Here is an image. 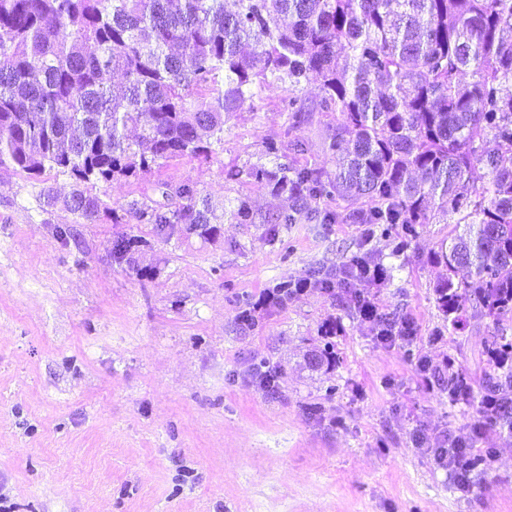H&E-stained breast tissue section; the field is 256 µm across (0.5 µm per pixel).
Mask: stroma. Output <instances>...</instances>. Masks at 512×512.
I'll return each mask as SVG.
<instances>
[{
	"instance_id": "stroma-1",
	"label": "stroma",
	"mask_w": 512,
	"mask_h": 512,
	"mask_svg": "<svg viewBox=\"0 0 512 512\" xmlns=\"http://www.w3.org/2000/svg\"><path fill=\"white\" fill-rule=\"evenodd\" d=\"M289 83L256 90L212 140L210 158L162 161L92 189L106 212L65 206L66 174L0 169V497L10 512H512V433L463 492L415 444L418 433H466L476 405L448 400L449 368L480 389L493 367L485 340L512 339V315L471 319L449 335L435 302L445 275L430 255L452 227L427 224L392 266L380 310L413 321L382 344L370 324L317 286L287 303L281 286L358 249L360 224L232 223L245 196L260 214L281 204L240 177L265 146L304 141L323 163L327 119L317 81L297 90L309 123L292 126ZM192 183L217 220L194 234L140 224L133 202L174 207L164 185ZM66 227L58 236L57 227ZM140 236L133 259L112 243ZM254 304L252 323L240 313ZM336 361L311 362L327 322ZM273 371L260 388L253 365Z\"/></svg>"
}]
</instances>
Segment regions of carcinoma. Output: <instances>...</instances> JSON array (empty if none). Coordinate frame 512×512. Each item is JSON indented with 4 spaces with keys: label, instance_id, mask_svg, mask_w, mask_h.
I'll return each mask as SVG.
<instances>
[{
    "label": "carcinoma",
    "instance_id": "carcinoma-1",
    "mask_svg": "<svg viewBox=\"0 0 512 512\" xmlns=\"http://www.w3.org/2000/svg\"><path fill=\"white\" fill-rule=\"evenodd\" d=\"M119 71L114 89L105 75ZM322 81L319 110L336 113L322 152L335 166L312 164L309 144H292L279 162L254 164L247 178L283 196L288 207L262 217L280 229L364 224L357 252L319 266L314 284L361 313L375 301L358 289L391 279L366 245L392 241L405 253L417 228L438 218L464 225L440 243L432 262L448 274L434 286L451 330L468 318L512 314V0H0V169L40 175L56 170L81 185L149 172L159 160L209 155L208 141L252 90L288 78L293 122L311 120L294 95ZM481 186L471 181L478 165ZM173 209L143 206L140 224L188 232L211 223L194 185L165 186ZM343 201L339 210L333 204ZM80 218L104 203L78 188L66 201ZM238 224L257 219L238 197L227 211ZM148 242L122 237L112 252L132 256ZM496 374L483 395L512 388V340L490 336ZM448 364V398L475 396Z\"/></svg>",
    "mask_w": 512,
    "mask_h": 512
}]
</instances>
